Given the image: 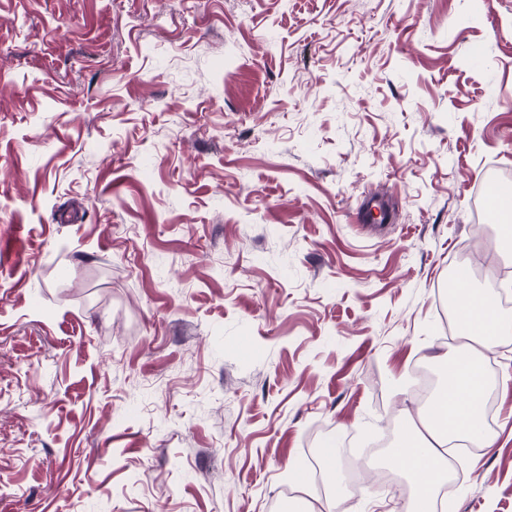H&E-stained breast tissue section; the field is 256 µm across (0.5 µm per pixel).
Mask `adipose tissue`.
Returning a JSON list of instances; mask_svg holds the SVG:
<instances>
[{"label": "adipose tissue", "mask_w": 512, "mask_h": 512, "mask_svg": "<svg viewBox=\"0 0 512 512\" xmlns=\"http://www.w3.org/2000/svg\"><path fill=\"white\" fill-rule=\"evenodd\" d=\"M454 313L463 323L467 343L442 357L445 374L431 403L423 406L418 420L409 422L385 455L412 489L405 512H437L436 494L448 483L446 453L451 441L464 440L478 448L492 445L481 426L487 383L478 349L512 334V323L503 320L487 290L468 281L460 287Z\"/></svg>", "instance_id": "adipose-tissue-1"}]
</instances>
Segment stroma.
Returning a JSON list of instances; mask_svg holds the SVG:
<instances>
[{
    "label": "stroma",
    "instance_id": "1",
    "mask_svg": "<svg viewBox=\"0 0 512 512\" xmlns=\"http://www.w3.org/2000/svg\"><path fill=\"white\" fill-rule=\"evenodd\" d=\"M469 7L0 0V512H326L321 451L395 441L449 270L512 298V0ZM481 361L448 512H512V335ZM493 201L494 215L512 214V185L511 183L501 182L494 186L491 194Z\"/></svg>",
    "mask_w": 512,
    "mask_h": 512
}]
</instances>
